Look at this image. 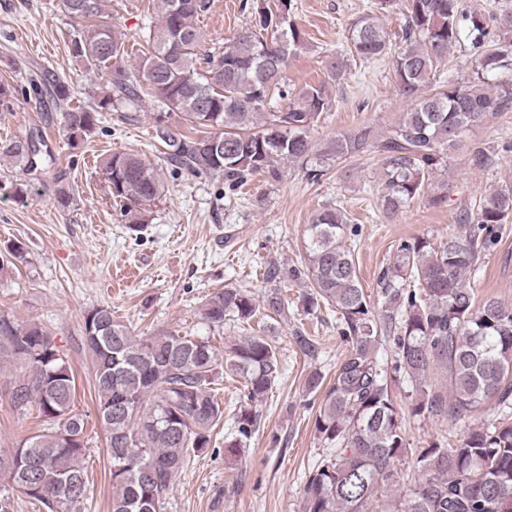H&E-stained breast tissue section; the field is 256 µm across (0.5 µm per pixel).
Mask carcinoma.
Segmentation results:
<instances>
[{
  "label": "carcinoma",
  "instance_id": "carcinoma-1",
  "mask_svg": "<svg viewBox=\"0 0 512 512\" xmlns=\"http://www.w3.org/2000/svg\"><path fill=\"white\" fill-rule=\"evenodd\" d=\"M72 17L91 22L73 40L72 53L91 70L112 72L111 87L95 108H72L64 130L72 144L96 128L99 114L151 95L165 111L156 115L154 137L168 162L193 174L224 178L234 192L248 176L263 171L281 179L282 162L309 163L308 131L329 105L326 82L290 98L282 90L288 58L304 48L301 30L288 21L291 0L264 10L260 31L247 28L200 62L197 26L210 0H162L160 22L145 36L142 77L123 66L125 42L97 24L102 0H62ZM488 18L468 11L462 0H403L406 24L393 67L409 108L384 131L361 123L339 132L318 157L338 161L378 151L385 157L378 209L397 216L433 186L444 157L464 146L471 128L512 112V0H498ZM350 51L366 59L388 54L390 39L377 17L352 23ZM470 43L475 77L468 84L435 80L449 49ZM288 99L270 110L273 95ZM194 130L171 131V113ZM32 135L0 143V157L27 173L45 163L30 151ZM474 169L491 165L495 147L467 145ZM110 193L125 203L131 224L146 222V206L160 197L157 171L138 156L109 155L103 164ZM0 190L17 200L29 184L5 178ZM457 231L433 244L403 241L396 261L382 271L380 307L374 310L361 287L348 218L329 206L304 230L305 258L286 269L271 264L266 279L284 277L309 288L304 307L335 309L351 349L323 392L315 430L336 452L307 476L300 512H512V304L495 297L477 300L469 277L512 224V185L495 188L476 208L456 216ZM27 262L20 244L0 254V273ZM284 299L272 288L263 303L240 288L211 294L202 315L209 326L248 325L261 313L281 315ZM393 345V365L377 357ZM84 343L92 364L99 422L104 428L112 481L111 512H163L173 482L189 458L209 447L223 420L215 391L219 369L243 378L245 402L236 416L237 435L224 441V455L239 456L257 430L253 404L262 401L281 373L274 339L263 333L229 340L224 363L209 341L167 332L143 336L116 319L107 306L84 315ZM0 357L20 366L7 390L19 418L30 414L40 429L12 450L0 452L16 488L49 512H79L87 496L83 465L84 419L73 413L76 379L47 330L0 315ZM416 393L412 417L465 420L490 402L495 414L455 443L432 442L413 449L406 490L397 494V465L407 452L406 418L391 373Z\"/></svg>",
  "mask_w": 512,
  "mask_h": 512
}]
</instances>
